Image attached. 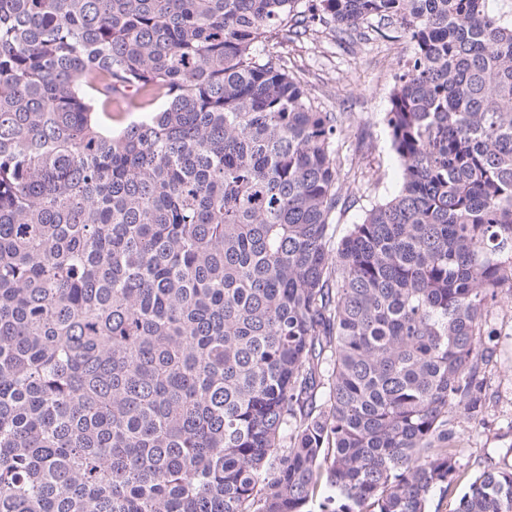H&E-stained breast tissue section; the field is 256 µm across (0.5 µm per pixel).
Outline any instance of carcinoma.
<instances>
[{"instance_id": "obj_1", "label": "carcinoma", "mask_w": 512, "mask_h": 512, "mask_svg": "<svg viewBox=\"0 0 512 512\" xmlns=\"http://www.w3.org/2000/svg\"><path fill=\"white\" fill-rule=\"evenodd\" d=\"M496 0H0V512H428L512 299ZM412 45L396 188L270 47ZM125 102L145 112L112 130ZM317 508L310 509V504ZM457 512H512V465Z\"/></svg>"}]
</instances>
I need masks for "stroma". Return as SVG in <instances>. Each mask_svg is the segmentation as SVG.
<instances>
[{
	"label": "stroma",
	"mask_w": 512,
	"mask_h": 512,
	"mask_svg": "<svg viewBox=\"0 0 512 512\" xmlns=\"http://www.w3.org/2000/svg\"><path fill=\"white\" fill-rule=\"evenodd\" d=\"M279 53L289 70L306 84L315 106L325 112H341L349 127L342 151L352 169L341 179V192L351 208L338 214L339 230L359 220L371 203L385 199L393 189L396 161L389 148L383 116L395 75L409 57L412 46L404 38H388L366 32L360 38H335L317 29L296 43L280 45ZM487 322L495 333L497 360L492 368L496 395L489 424L470 429L458 443L462 471L455 496L432 501V512H455L459 493L465 492L485 464L506 463L512 447V301L491 308Z\"/></svg>",
	"instance_id": "1"
}]
</instances>
